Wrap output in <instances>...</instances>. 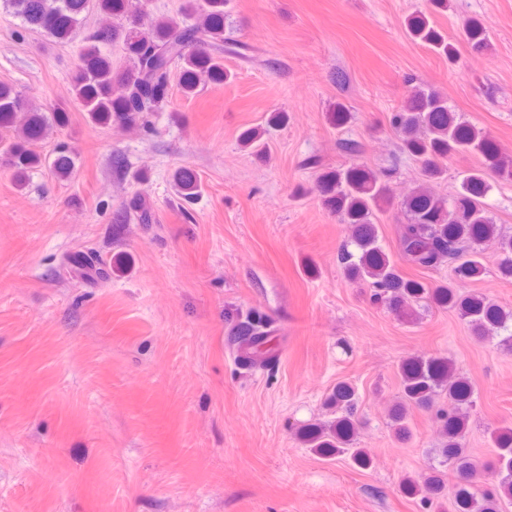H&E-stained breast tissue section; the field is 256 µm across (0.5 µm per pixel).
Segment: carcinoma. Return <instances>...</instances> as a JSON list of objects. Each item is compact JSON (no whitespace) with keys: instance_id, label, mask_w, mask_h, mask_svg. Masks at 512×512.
Here are the masks:
<instances>
[{"instance_id":"1","label":"carcinoma","mask_w":512,"mask_h":512,"mask_svg":"<svg viewBox=\"0 0 512 512\" xmlns=\"http://www.w3.org/2000/svg\"><path fill=\"white\" fill-rule=\"evenodd\" d=\"M26 24L57 42L78 38L87 14L95 12L108 23L84 38L82 57L71 76V97L91 122L109 125L151 127L150 116L163 110L168 102L172 68L181 71L182 91L197 94L206 82H224V67L204 44L232 42L225 36L226 0H186L184 13L196 22L184 25L171 17H155L144 22L141 0H4ZM414 40L453 62L455 47L419 11L404 22ZM465 36L477 51L488 45L487 25L476 17L465 24ZM121 46L127 65L112 66V58L101 46ZM66 121L65 111L49 113L29 107L13 87L0 84V129L13 137L0 147V162L9 166L18 182L29 170L42 164L32 146L43 140L53 125ZM390 128L400 139V150L420 169L423 184L401 203L406 221L398 229L401 252L406 261L419 270H433L448 264L453 281L436 287L402 274L380 243L378 213L393 205L390 187L373 170L352 164L325 171L318 176L317 187L323 204L339 222L351 229L354 250L343 249L339 261L347 279L366 283L371 298L383 303L399 317L410 321L413 304L427 300L440 308L457 312L479 338L499 337L498 345L512 352V334L498 336L512 321V311L503 309L485 295L464 293L456 282L479 279L485 271L483 250L492 246L498 257L501 278L512 279V234L505 233L484 207L492 177L512 178V158L502 154L490 134L461 119L439 92L414 87L404 103L388 116ZM477 153L482 165L463 176L456 192L445 197L434 191V184L448 173V157L459 153ZM56 175H72V160L59 148L52 161ZM178 196L192 201L199 193L197 176L188 168L173 172ZM135 213L143 224L152 221L151 208L141 198L133 199L117 221ZM84 278L105 277L97 257L71 259ZM275 330L268 317L248 311L231 327L237 343L238 365L267 369L279 358V349L271 345ZM401 396L388 417L397 437L410 434L407 417L411 409L431 415L440 431L443 469L406 476L400 484L407 495L423 496V503L435 512H504L512 504V428L490 432L496 457L480 461L466 448L469 409L473 403V385L446 355L414 356L400 366ZM354 390L340 383L327 398V405L340 416L327 423L300 427L301 443L324 456L350 455L361 469L370 464L365 449L357 446L359 421L355 418ZM456 477L453 499H448L447 472Z\"/></svg>"}]
</instances>
